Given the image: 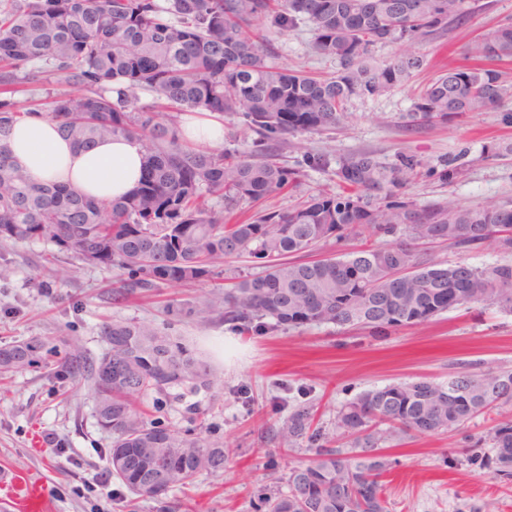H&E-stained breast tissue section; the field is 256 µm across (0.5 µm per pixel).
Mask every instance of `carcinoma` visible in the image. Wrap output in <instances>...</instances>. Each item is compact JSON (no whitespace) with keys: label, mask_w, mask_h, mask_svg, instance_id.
Here are the masks:
<instances>
[{"label":"carcinoma","mask_w":512,"mask_h":512,"mask_svg":"<svg viewBox=\"0 0 512 512\" xmlns=\"http://www.w3.org/2000/svg\"><path fill=\"white\" fill-rule=\"evenodd\" d=\"M470 17L466 0H0V243L52 242L89 266L119 271L112 303L169 285L210 281L216 263L248 256L261 271L238 270L204 290L188 313L206 320L219 307L242 333L307 325L385 329L422 323L451 308L495 304L512 312V264L445 266L428 249L473 250L489 240L512 250V209L420 206L408 190L420 179L443 185L458 158L429 166L399 152L338 157L306 151L282 159L286 136L330 134L353 98H373L425 65L423 46L446 39ZM312 25L315 49L336 60L332 76L276 64L275 36ZM401 42L403 53L375 61L372 48ZM472 65L432 78L407 112L416 128L500 108L512 81V23L471 42ZM117 83L119 87L112 88ZM230 115L248 138L241 151L202 150L178 137L181 116ZM25 115L58 124L77 147L136 136L141 182L121 201L99 202L65 185L35 181L10 160L4 138ZM333 173L325 189L286 208L255 209L297 187L304 172ZM369 229L408 243L355 248L318 258ZM111 351L78 346L53 361L62 381L90 383L99 426L112 434V476L131 492L158 497L203 472L224 471V444L147 419L145 401L173 385L207 388L209 365L182 339L141 321L101 327ZM55 348L32 337L0 347V369L40 368ZM512 405V371L457 373L388 384L361 394L337 416L344 451L311 430L302 407L277 431L281 445L306 442L312 457L288 469V491L259 499L264 512H387L383 476L392 461L373 448L396 436L431 434ZM496 470L512 474V421L493 428Z\"/></svg>","instance_id":"cac0c4a2"}]
</instances>
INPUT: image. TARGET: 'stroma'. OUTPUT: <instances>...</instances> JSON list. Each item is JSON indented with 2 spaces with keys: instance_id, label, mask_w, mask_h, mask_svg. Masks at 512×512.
Returning a JSON list of instances; mask_svg holds the SVG:
<instances>
[{
  "instance_id": "obj_1",
  "label": "stroma",
  "mask_w": 512,
  "mask_h": 512,
  "mask_svg": "<svg viewBox=\"0 0 512 512\" xmlns=\"http://www.w3.org/2000/svg\"><path fill=\"white\" fill-rule=\"evenodd\" d=\"M468 2L469 21L447 44L424 46L420 72L381 96L352 99L334 139L289 136L284 155L293 161L309 149L339 156L369 151L389 162L403 151L432 164L453 153L459 177L447 186L415 184L410 197L421 205L449 197L463 206H512V125L502 111L423 130L404 119L436 73L462 63L471 41L512 22V0ZM313 40L307 23L278 37V64L335 71L331 58L314 52ZM435 258L483 268L512 263V252L489 241L470 252L442 246ZM117 282V271L80 265L50 243L1 244L0 345L38 337L62 352L74 341L97 357L108 349L101 324L133 318L183 338L210 365L214 383L200 391L169 389L159 417L222 441L229 450L223 474L199 475L192 487L157 498L133 495L109 471L112 436L97 423L89 384L60 383L49 367L27 369L0 375V512H24L33 487L42 492L43 512H254L258 489L306 457L280 450L276 437L298 407H310L316 424L330 430L341 407L364 391L512 369V313L494 305L452 308L376 335L333 324L242 334L221 313L204 322L188 315L199 289H212V282L167 286L115 305L110 294ZM492 425L480 416L463 428L388 442L383 452L395 461L383 478L389 512H512V477L491 465L493 448H471Z\"/></svg>"
}]
</instances>
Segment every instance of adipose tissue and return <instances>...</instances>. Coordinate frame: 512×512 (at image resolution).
<instances>
[{
  "mask_svg": "<svg viewBox=\"0 0 512 512\" xmlns=\"http://www.w3.org/2000/svg\"><path fill=\"white\" fill-rule=\"evenodd\" d=\"M6 145L13 163L34 180L63 184L100 201L127 196L142 174V149L136 138H109L77 148L55 122L36 115L16 122Z\"/></svg>",
  "mask_w": 512,
  "mask_h": 512,
  "instance_id": "adipose-tissue-1",
  "label": "adipose tissue"
}]
</instances>
